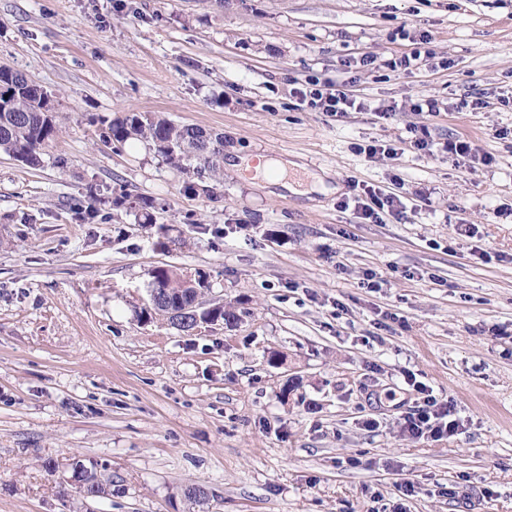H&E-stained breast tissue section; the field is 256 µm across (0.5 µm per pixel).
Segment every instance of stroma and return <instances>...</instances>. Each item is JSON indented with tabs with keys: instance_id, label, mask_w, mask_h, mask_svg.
I'll return each mask as SVG.
<instances>
[{
	"instance_id": "stroma-1",
	"label": "stroma",
	"mask_w": 512,
	"mask_h": 512,
	"mask_svg": "<svg viewBox=\"0 0 512 512\" xmlns=\"http://www.w3.org/2000/svg\"><path fill=\"white\" fill-rule=\"evenodd\" d=\"M423 47L407 70L363 63ZM0 65L63 118L42 168L0 153V512H512V0H0ZM311 81L360 109L309 106ZM125 112L328 189L228 168L185 195L148 145L101 141ZM375 140L387 154L358 153ZM364 186L402 212L343 208ZM165 265L205 273L237 322L144 317ZM408 371L457 434L401 432ZM76 462L111 495H80ZM417 147L419 149L428 150L432 155H442L448 157V160H452L459 164L460 160L463 158H470L472 161L476 159H480L483 163H488L489 158L485 155L479 157V147L477 144L470 140L465 139H456V140H446L444 142H436L428 141L425 139H421L417 143Z\"/></svg>"
}]
</instances>
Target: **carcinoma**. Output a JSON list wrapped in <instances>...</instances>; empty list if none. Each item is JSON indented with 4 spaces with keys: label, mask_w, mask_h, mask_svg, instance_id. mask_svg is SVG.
Segmentation results:
<instances>
[{
    "label": "carcinoma",
    "mask_w": 512,
    "mask_h": 512,
    "mask_svg": "<svg viewBox=\"0 0 512 512\" xmlns=\"http://www.w3.org/2000/svg\"><path fill=\"white\" fill-rule=\"evenodd\" d=\"M30 80L22 72L0 69V95L8 99L0 105V150L23 165L36 169L43 163L45 151L53 146L61 132L60 116L55 106L43 109L40 100L51 97L48 92L37 96ZM102 140L122 145L131 140L148 143L170 166L185 175L182 191L196 196L210 192L208 182L219 179L223 160L224 137H212L203 128L179 125L156 114L128 112L102 122ZM153 201H138L135 218L141 224L154 221ZM207 279L197 271L178 273L169 267L160 268L155 281L162 288H182L185 284Z\"/></svg>",
    "instance_id": "1"
}]
</instances>
